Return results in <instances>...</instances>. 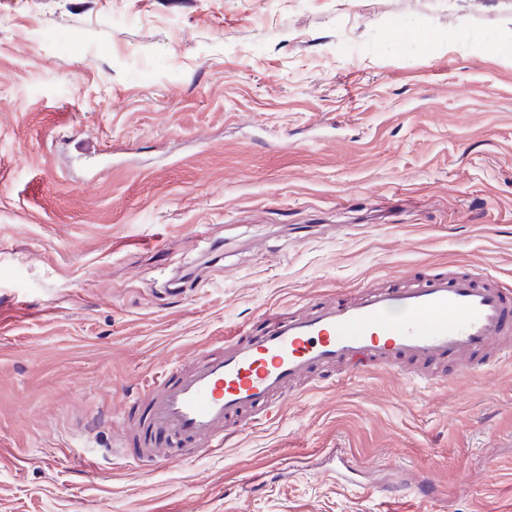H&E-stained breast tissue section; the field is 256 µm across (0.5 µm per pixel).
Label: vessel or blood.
I'll return each instance as SVG.
<instances>
[{
    "label": "vessel or blood",
    "mask_w": 512,
    "mask_h": 512,
    "mask_svg": "<svg viewBox=\"0 0 512 512\" xmlns=\"http://www.w3.org/2000/svg\"><path fill=\"white\" fill-rule=\"evenodd\" d=\"M265 328L225 336L221 351L166 367L141 413L149 449H132L137 468L172 463L178 448L224 450L226 441L281 415L292 386L343 366L378 368L433 387L449 377L435 365L474 375L512 359V284L453 272L409 288H375L293 312L264 313Z\"/></svg>",
    "instance_id": "obj_1"
}]
</instances>
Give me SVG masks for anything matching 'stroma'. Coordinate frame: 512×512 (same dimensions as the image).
<instances>
[{
    "instance_id": "35a3bbf8",
    "label": "stroma",
    "mask_w": 512,
    "mask_h": 512,
    "mask_svg": "<svg viewBox=\"0 0 512 512\" xmlns=\"http://www.w3.org/2000/svg\"><path fill=\"white\" fill-rule=\"evenodd\" d=\"M494 36L512 0H0V512H512V360L332 377L149 473L90 426L267 310L512 280Z\"/></svg>"
}]
</instances>
